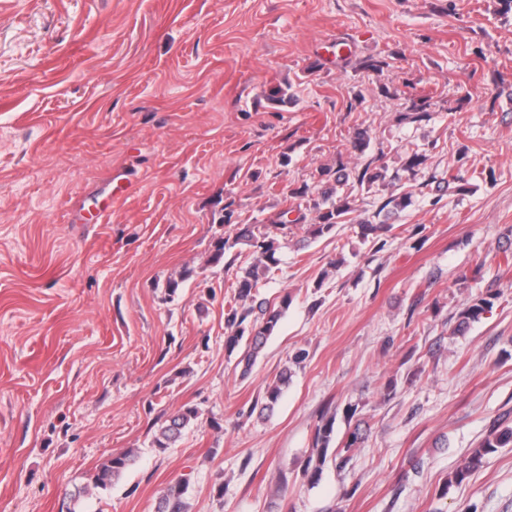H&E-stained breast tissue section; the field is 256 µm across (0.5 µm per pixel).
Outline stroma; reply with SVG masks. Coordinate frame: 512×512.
I'll list each match as a JSON object with an SVG mask.
<instances>
[{
  "label": "stroma",
  "instance_id": "35a3bbf8",
  "mask_svg": "<svg viewBox=\"0 0 512 512\" xmlns=\"http://www.w3.org/2000/svg\"><path fill=\"white\" fill-rule=\"evenodd\" d=\"M415 103L426 117L405 120ZM341 165L384 178L343 185L351 213L311 239L321 171ZM283 212L255 294L283 313L245 376L224 320L257 255L210 256ZM365 221L382 232L361 239ZM509 246L502 0H0V512H60L79 488L87 512H155L182 477L188 512H512V446L446 483L512 425ZM287 367L273 412L252 413ZM186 405L200 418L156 451ZM326 413L337 443L358 423L366 441L313 482ZM128 448L135 466L92 488ZM491 302L486 298H475L460 312L459 322L454 328L455 332L462 331L470 322L479 321L491 308ZM512 445V426L501 427L491 430L490 433L481 441L478 448L465 460V462L456 469L447 485L453 483L462 484L473 472L478 469L483 460L496 451L497 448H504ZM137 457L138 454L134 449H126L122 452L113 453L92 476V485L102 490L111 488L112 483L119 479V477L134 464Z\"/></svg>",
  "mask_w": 512,
  "mask_h": 512
}]
</instances>
